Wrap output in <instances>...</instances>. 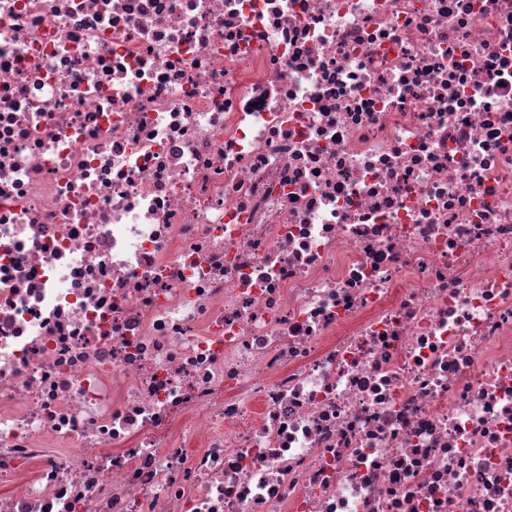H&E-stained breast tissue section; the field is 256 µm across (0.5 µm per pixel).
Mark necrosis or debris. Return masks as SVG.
I'll return each mask as SVG.
<instances>
[{
  "label": "necrosis or debris",
  "mask_w": 512,
  "mask_h": 512,
  "mask_svg": "<svg viewBox=\"0 0 512 512\" xmlns=\"http://www.w3.org/2000/svg\"><path fill=\"white\" fill-rule=\"evenodd\" d=\"M0 512H512V0H0Z\"/></svg>",
  "instance_id": "4bbe7bcc"
}]
</instances>
